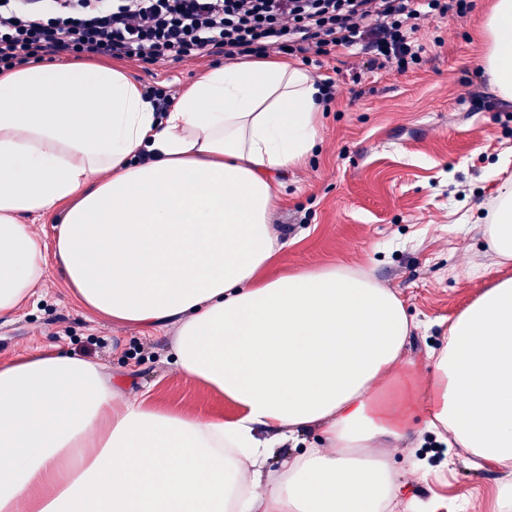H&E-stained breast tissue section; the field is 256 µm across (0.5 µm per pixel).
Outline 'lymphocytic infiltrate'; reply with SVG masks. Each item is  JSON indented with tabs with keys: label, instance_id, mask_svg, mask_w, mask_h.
<instances>
[{
	"label": "lymphocytic infiltrate",
	"instance_id": "f902f5d3",
	"mask_svg": "<svg viewBox=\"0 0 512 512\" xmlns=\"http://www.w3.org/2000/svg\"><path fill=\"white\" fill-rule=\"evenodd\" d=\"M473 0H0V72L43 60L148 65L288 54L304 63L357 50L369 70L420 65V23Z\"/></svg>",
	"mask_w": 512,
	"mask_h": 512
}]
</instances>
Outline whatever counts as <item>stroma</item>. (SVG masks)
I'll return each instance as SVG.
<instances>
[{"label": "stroma", "instance_id": "1", "mask_svg": "<svg viewBox=\"0 0 512 512\" xmlns=\"http://www.w3.org/2000/svg\"><path fill=\"white\" fill-rule=\"evenodd\" d=\"M495 0H474L467 15L421 21L420 67L369 71L362 57L341 54L311 66L336 81V99L322 115L321 141L300 167L272 174L280 203L272 214L288 246L278 272L344 265L371 274L403 300L413 328L397 384L426 385L427 354L448 334V322L493 283L512 278L499 266L478 225L488 223L500 183L494 171L512 155V101L494 94L478 68L481 32ZM219 56L141 67L127 62L139 85L179 93ZM360 91L352 99V91ZM174 327L140 329L88 320L62 272L48 262L32 299L0 320V364L57 344L103 365L123 392L149 391L153 403L201 416L236 410L205 385L173 371ZM424 458L413 507L394 512H506L498 488L507 471L476 467L469 453L443 446L431 431H410L395 454L400 469Z\"/></svg>", "mask_w": 512, "mask_h": 512}]
</instances>
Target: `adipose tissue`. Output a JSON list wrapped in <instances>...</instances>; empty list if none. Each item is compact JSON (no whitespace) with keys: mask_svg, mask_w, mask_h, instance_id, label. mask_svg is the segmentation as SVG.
<instances>
[{"mask_svg":"<svg viewBox=\"0 0 512 512\" xmlns=\"http://www.w3.org/2000/svg\"><path fill=\"white\" fill-rule=\"evenodd\" d=\"M483 36L488 84L512 100V0ZM321 110L318 80L281 58L210 68L161 117L117 65L0 74V319L55 256L88 319L175 325L177 372L238 410L153 406L54 346L0 364V512H384L404 487L387 451L417 412L512 465V278L449 323L404 406L382 385L411 330L393 290L342 265L270 274L286 243L268 175L313 153ZM57 210L50 251L27 220ZM482 235L512 264L511 179Z\"/></svg>","mask_w":512,"mask_h":512,"instance_id":"1","label":"adipose tissue"}]
</instances>
